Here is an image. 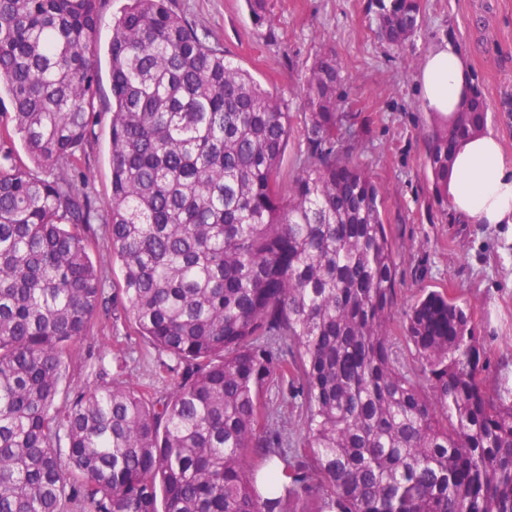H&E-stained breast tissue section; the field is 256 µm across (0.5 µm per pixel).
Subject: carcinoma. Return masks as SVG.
Here are the masks:
<instances>
[{
  "mask_svg": "<svg viewBox=\"0 0 512 512\" xmlns=\"http://www.w3.org/2000/svg\"><path fill=\"white\" fill-rule=\"evenodd\" d=\"M100 4L0 0V512H512V386L483 385L471 310L448 293L422 292L393 326L395 248L353 160L363 124L336 55H315L295 113L169 0H129L108 47L101 215L77 157L97 116ZM246 5L269 25L267 0ZM370 12L395 46L422 26L421 0ZM487 113L472 85L423 132L438 205ZM298 123L305 159L285 189ZM97 219L122 268L112 306L176 382L155 397L103 368L62 409L103 302ZM395 328L419 381L393 357ZM284 381L303 399L294 440L267 399Z\"/></svg>",
  "mask_w": 512,
  "mask_h": 512,
  "instance_id": "obj_1",
  "label": "carcinoma"
}]
</instances>
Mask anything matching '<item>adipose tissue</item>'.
<instances>
[{"instance_id":"ef3b65f1","label":"adipose tissue","mask_w":512,"mask_h":512,"mask_svg":"<svg viewBox=\"0 0 512 512\" xmlns=\"http://www.w3.org/2000/svg\"><path fill=\"white\" fill-rule=\"evenodd\" d=\"M468 72L451 43L435 46L419 74L426 111L454 118L466 98ZM448 203L468 224H512V162L493 133L482 131L458 146L448 171Z\"/></svg>"}]
</instances>
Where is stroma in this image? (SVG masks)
Here are the masks:
<instances>
[{
    "instance_id": "35a3bbf8",
    "label": "stroma",
    "mask_w": 512,
    "mask_h": 512,
    "mask_svg": "<svg viewBox=\"0 0 512 512\" xmlns=\"http://www.w3.org/2000/svg\"><path fill=\"white\" fill-rule=\"evenodd\" d=\"M369 0H268L270 25L256 27L245 0H171L227 59L263 87L298 107L300 89L319 51L335 53L353 111L370 123L354 159L385 199V222L396 249L394 320H401L421 289L448 292L467 302L477 336L489 353L487 388L512 382V226L461 222L435 202L425 166L422 130L431 115L422 104L420 65L433 46L452 41L469 64L470 81L488 105L487 127L512 160V0H422V26L400 46L380 39L369 22ZM94 133L81 156L91 172L98 207L111 196L112 95L108 62H101ZM105 325L95 354L108 372L167 394L170 375L159 356L131 332L122 309L99 312ZM124 355L116 369L114 355Z\"/></svg>"
}]
</instances>
